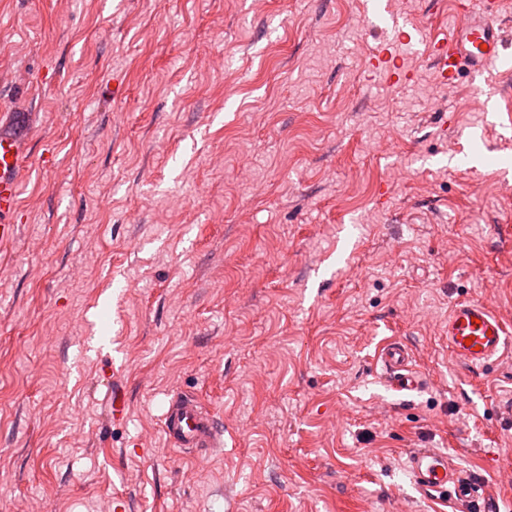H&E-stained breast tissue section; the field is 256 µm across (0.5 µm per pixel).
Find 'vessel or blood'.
Returning a JSON list of instances; mask_svg holds the SVG:
<instances>
[{"label": "vessel or blood", "mask_w": 512, "mask_h": 512, "mask_svg": "<svg viewBox=\"0 0 512 512\" xmlns=\"http://www.w3.org/2000/svg\"><path fill=\"white\" fill-rule=\"evenodd\" d=\"M459 24L448 37L429 44L427 53L445 83L452 84L461 73L479 78L494 70L512 69V46L507 45L502 26L496 21L498 0H454ZM376 70H384L403 80L408 76L392 60L391 43H382L372 61ZM26 126L6 120L0 125V243L7 244L17 235L14 216L20 207L22 177L28 154ZM448 350L461 365L471 371L487 366L512 340L503 318L488 302L463 298L448 312ZM413 353L400 338L383 344L378 362L384 377L395 390L410 391L419 385L412 365ZM166 438L179 449L218 447L222 434L213 417L202 411L196 400L173 397L163 419ZM406 471L412 486L421 494L454 506L475 507L477 512H499L495 499L487 496L478 479L465 476L448 458L434 448L411 449Z\"/></svg>", "instance_id": "vessel-or-blood-1"}]
</instances>
